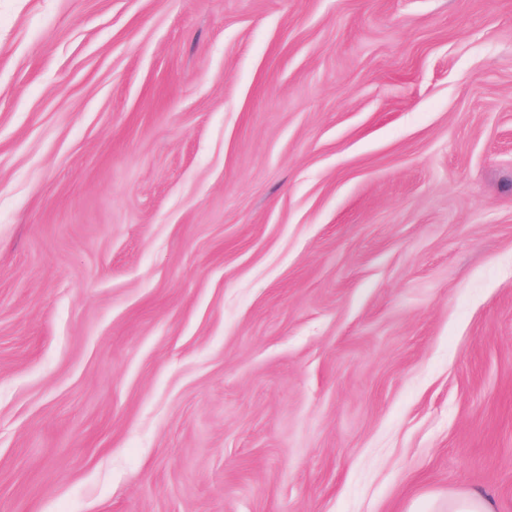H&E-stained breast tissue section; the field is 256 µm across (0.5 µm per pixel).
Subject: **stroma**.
<instances>
[{
  "label": "stroma",
  "mask_w": 512,
  "mask_h": 512,
  "mask_svg": "<svg viewBox=\"0 0 512 512\" xmlns=\"http://www.w3.org/2000/svg\"><path fill=\"white\" fill-rule=\"evenodd\" d=\"M512 512V0H0V512ZM448 512H494L491 501L484 495L468 493L449 497Z\"/></svg>",
  "instance_id": "35a3bbf8"
}]
</instances>
